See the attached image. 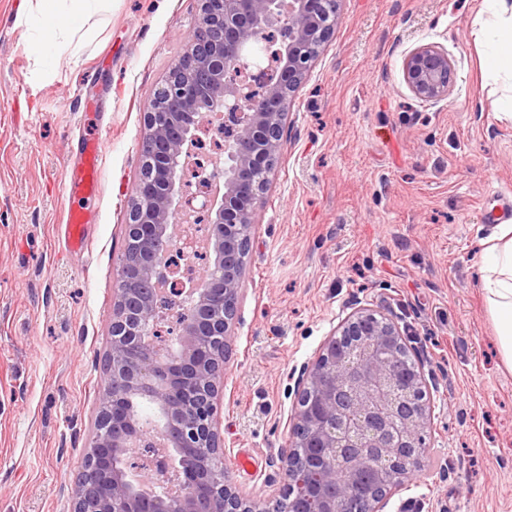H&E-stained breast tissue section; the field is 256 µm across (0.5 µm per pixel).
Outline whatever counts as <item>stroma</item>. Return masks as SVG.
Returning a JSON list of instances; mask_svg holds the SVG:
<instances>
[{"label": "stroma", "instance_id": "stroma-1", "mask_svg": "<svg viewBox=\"0 0 512 512\" xmlns=\"http://www.w3.org/2000/svg\"><path fill=\"white\" fill-rule=\"evenodd\" d=\"M482 0H342L288 108L252 228L217 415L244 497H277L295 380L351 312L407 327L431 424L386 512H512V370L479 286L491 186L512 188L505 84L480 67ZM195 0H0V512H72L110 345L115 270L143 115L185 49ZM67 29H59V21ZM446 49L437 104L403 82L412 49ZM105 141L92 245L66 251L65 169ZM250 468L239 464L241 456Z\"/></svg>", "mask_w": 512, "mask_h": 512}]
</instances>
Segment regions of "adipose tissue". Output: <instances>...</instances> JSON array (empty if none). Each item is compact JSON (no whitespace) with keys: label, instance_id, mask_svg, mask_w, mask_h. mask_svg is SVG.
Returning <instances> with one entry per match:
<instances>
[{"label":"adipose tissue","instance_id":"obj_1","mask_svg":"<svg viewBox=\"0 0 512 512\" xmlns=\"http://www.w3.org/2000/svg\"><path fill=\"white\" fill-rule=\"evenodd\" d=\"M476 37L485 45V72L512 78V0H483ZM500 243L486 248L480 285L504 362L512 369V225L500 227Z\"/></svg>","mask_w":512,"mask_h":512}]
</instances>
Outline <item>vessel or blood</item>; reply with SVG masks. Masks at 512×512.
<instances>
[{"label":"vessel or blood","mask_w":512,"mask_h":512,"mask_svg":"<svg viewBox=\"0 0 512 512\" xmlns=\"http://www.w3.org/2000/svg\"><path fill=\"white\" fill-rule=\"evenodd\" d=\"M103 139H86L79 145V161L64 172L65 189L71 199L61 226L64 244L72 251H84L90 238V224L83 201L96 199L103 180Z\"/></svg>","instance_id":"obj_1"}]
</instances>
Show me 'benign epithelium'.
<instances>
[{"label":"benign epithelium","instance_id":"7a95c632","mask_svg":"<svg viewBox=\"0 0 512 512\" xmlns=\"http://www.w3.org/2000/svg\"><path fill=\"white\" fill-rule=\"evenodd\" d=\"M197 23L144 113L135 196L116 272L110 349L91 444L72 512H278L273 501L242 498L219 477L224 436L217 420L245 269L241 247L269 187L283 143L288 106L335 35L341 0H196ZM276 32L287 42L262 98L249 99L238 77L258 66L254 45ZM417 99L448 98V51L421 45L403 60ZM209 115L223 120L224 192L206 197L209 223L192 215L181 191L196 132ZM207 244L212 262L187 292L178 334L158 299L170 256ZM405 331L368 308L345 317L299 377L296 407L281 456L288 512H344L350 499L384 512L392 488L419 464L431 424L425 379L410 358ZM152 405L158 429L136 407ZM184 461V492L159 494L170 453Z\"/></svg>","mask_w":512,"mask_h":512}]
</instances>
